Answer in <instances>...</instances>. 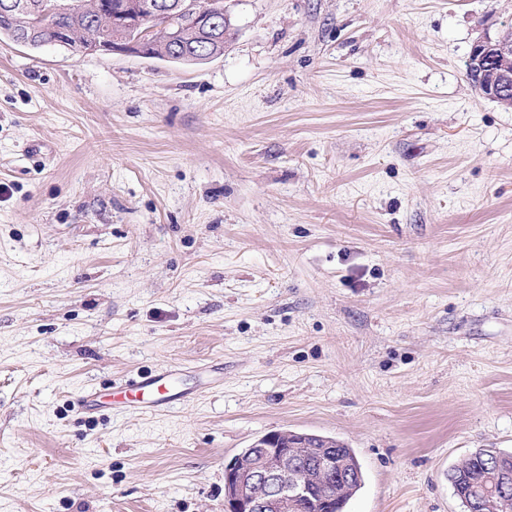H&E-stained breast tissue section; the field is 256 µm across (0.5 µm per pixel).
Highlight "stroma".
<instances>
[{"mask_svg": "<svg viewBox=\"0 0 512 512\" xmlns=\"http://www.w3.org/2000/svg\"><path fill=\"white\" fill-rule=\"evenodd\" d=\"M224 7L196 64L0 40V512H224L276 430L354 450L348 512H464L512 453V107L466 75L512 0ZM176 365L224 382L74 405ZM181 367L147 375H132L115 384L123 407L141 412H164L202 394L197 386L183 382ZM488 451L496 452L507 464L512 468V454L502 453L494 450L480 449L464 459H462L456 466H454L448 473V481L454 490L455 495L460 499L462 505L464 504L463 499L469 500L473 494V489L481 488L484 485H488V476L485 474L484 463L488 459ZM509 478V479H508ZM511 479L512 484V471L511 475L502 478L501 490L506 492L508 487V481Z\"/></svg>", "mask_w": 512, "mask_h": 512, "instance_id": "35a3bbf8", "label": "stroma"}]
</instances>
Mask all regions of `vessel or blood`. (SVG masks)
<instances>
[{
	"label": "vessel or blood",
	"mask_w": 512,
	"mask_h": 512,
	"mask_svg": "<svg viewBox=\"0 0 512 512\" xmlns=\"http://www.w3.org/2000/svg\"><path fill=\"white\" fill-rule=\"evenodd\" d=\"M124 407L141 412H164L199 398L197 386L183 382L181 368L132 375L117 385Z\"/></svg>",
	"instance_id": "vessel-or-blood-1"
}]
</instances>
